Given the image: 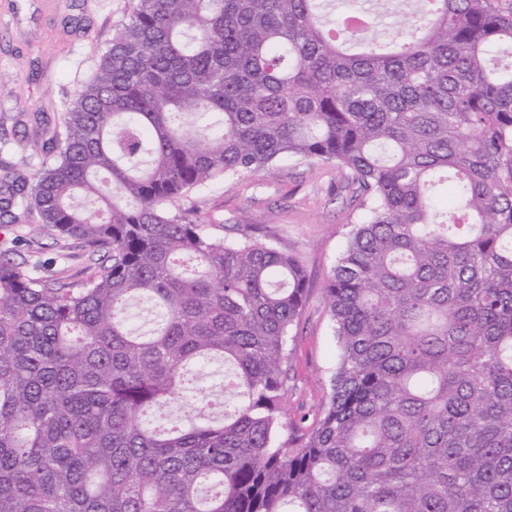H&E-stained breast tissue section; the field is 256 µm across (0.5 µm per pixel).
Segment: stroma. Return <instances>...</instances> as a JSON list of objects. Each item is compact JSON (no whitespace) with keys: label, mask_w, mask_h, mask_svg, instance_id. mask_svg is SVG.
<instances>
[{"label":"stroma","mask_w":512,"mask_h":512,"mask_svg":"<svg viewBox=\"0 0 512 512\" xmlns=\"http://www.w3.org/2000/svg\"><path fill=\"white\" fill-rule=\"evenodd\" d=\"M134 4L0 0V184L31 178L47 160L37 139L45 128L60 125L70 98L93 77L99 55ZM360 199L350 174L335 164L287 156L270 171L212 183L176 203L220 237L263 228L276 247L301 260L309 288L292 331L283 401L295 439L314 426L329 396L336 340L324 284L351 224L361 216ZM32 224L20 207L12 217H0V256L35 277L86 278L95 256L80 242L33 232Z\"/></svg>","instance_id":"stroma-1"}]
</instances>
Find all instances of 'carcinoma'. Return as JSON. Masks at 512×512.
Instances as JSON below:
<instances>
[{"instance_id": "1", "label": "carcinoma", "mask_w": 512, "mask_h": 512, "mask_svg": "<svg viewBox=\"0 0 512 512\" xmlns=\"http://www.w3.org/2000/svg\"><path fill=\"white\" fill-rule=\"evenodd\" d=\"M6 186L105 260L0 259V512H512V0H136ZM362 190L321 418L279 440L301 262L169 205L283 156ZM224 362L213 386L189 368Z\"/></svg>"}]
</instances>
